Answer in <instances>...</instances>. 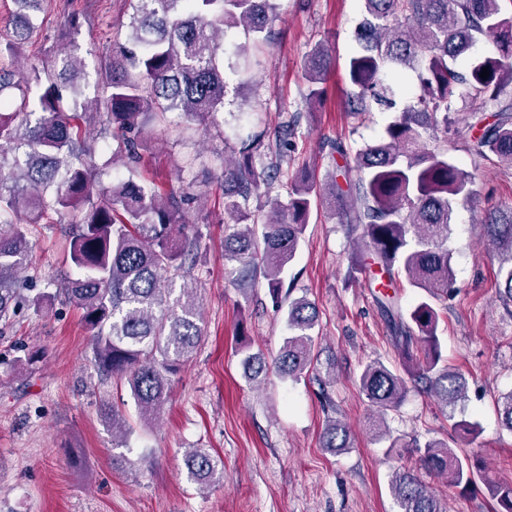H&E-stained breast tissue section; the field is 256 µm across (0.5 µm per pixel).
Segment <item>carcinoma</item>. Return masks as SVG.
Masks as SVG:
<instances>
[{"label": "carcinoma", "mask_w": 512, "mask_h": 512, "mask_svg": "<svg viewBox=\"0 0 512 512\" xmlns=\"http://www.w3.org/2000/svg\"><path fill=\"white\" fill-rule=\"evenodd\" d=\"M363 16L354 31L358 49L348 62L354 92L348 111L356 116L372 105L391 108L401 89L400 74H418L420 93L384 129L378 140L350 152L344 142H328L332 169L320 184L294 182L288 203L250 210L260 190L270 192L282 162L294 149L297 121L280 126L273 138L251 126L239 109L229 125L232 158L224 160V213L234 220L224 239L225 256L255 280L263 272L273 306L280 310L290 291L281 274L294 260L313 210L324 209L355 235L350 272H369L379 288L390 342L402 369L376 360L359 376L360 388L376 410L370 422L387 451L403 448L418 469L461 489L482 482L496 512H512V484L487 480L478 461L447 444L391 434L384 415L398 408L407 381L435 397L443 409L465 397V378L448 366L438 336L437 305L448 300L455 274L448 252L454 205L477 194L474 177L448 157V143H461L472 156L512 167V17L499 0H361ZM125 39H117L90 70L75 51L76 14L64 19L52 64L14 71L0 67V321L25 307L38 312L61 299L82 311L92 336V364L105 377L126 379L139 414L153 419L167 401L172 376L201 341L196 289L189 286L201 232L187 221V207L201 196L194 179H182L162 194L137 169L146 131L163 125L180 130L190 123L219 126L229 82L226 72L247 74L250 44L264 43L278 15V0H131ZM242 28L247 42L224 51V28ZM488 39L496 56L471 62L460 71L449 62L468 58L477 39ZM331 59L321 44L305 58L304 101L313 109L326 97ZM488 69L487 79L480 78ZM467 105L458 114L455 102ZM496 105L492 120L484 112ZM113 129L112 158L128 177L101 184L99 141L87 122ZM448 142L434 146L437 133ZM72 229L68 260L75 268L55 292L28 295L21 270L29 252L30 227L57 223ZM484 242L501 256L499 298L512 302V211L482 221ZM183 280L179 294L172 283ZM417 300L401 307V280ZM319 314L302 296L288 302V337L275 358L283 377L298 380L313 362ZM241 364L250 379L266 369L258 354L241 346ZM104 416L126 442L129 425L114 405ZM502 425L512 432V391L498 400ZM453 420L464 439L479 434L477 424ZM351 426L327 421L323 447H350ZM190 477L209 486L224 477L205 448L185 455ZM399 512H443L439 499L415 468L402 466L390 478Z\"/></svg>", "instance_id": "cac0c4a2"}]
</instances>
